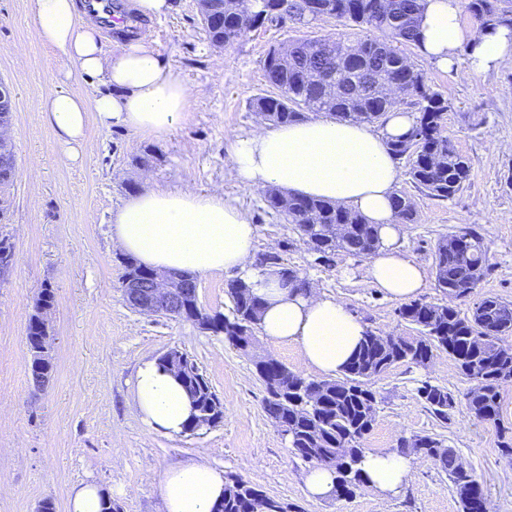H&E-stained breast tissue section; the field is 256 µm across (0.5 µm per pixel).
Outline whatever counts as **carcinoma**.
<instances>
[{
  "label": "carcinoma",
  "instance_id": "obj_1",
  "mask_svg": "<svg viewBox=\"0 0 512 512\" xmlns=\"http://www.w3.org/2000/svg\"><path fill=\"white\" fill-rule=\"evenodd\" d=\"M473 22L482 27L512 26V8L505 0H463ZM424 0H260V7H242L238 0H200V21L215 47L232 44L247 30L267 22H289L307 27L322 17L376 33L346 38L295 39L271 49L264 59L267 82L275 89L261 96L252 108L267 122L279 125L300 121L306 112L344 121L377 123L388 113L408 105L416 116L402 139L390 142L396 159H408L413 183L426 195L450 200L470 181L471 161L449 139L445 114L450 102L430 90L422 69L404 52L414 46ZM267 212L294 227L309 249L322 258L340 250L366 258L380 244L374 225L358 211L320 198H306L277 188L266 190ZM397 220L417 222L413 201L404 193L393 197ZM343 234L336 235L338 225ZM435 286L446 294H472L490 271L485 240L475 230L459 231L439 239L432 255ZM283 283L295 290L307 280L281 265ZM233 306L228 314L203 311L195 317L196 299L185 298V309L175 319L197 323L201 329L224 335L246 352L258 329L263 301L242 279L228 284ZM399 317L417 331L415 336L366 331L358 350L340 377L316 379L288 369L271 357L254 367L267 396L264 409L272 423L287 436L291 452L301 460L334 470L335 492L350 494L364 483L359 464L363 440L376 420L378 399L370 383L398 363L424 366L444 351L471 386L464 395L468 417L496 423L502 383L512 382V302L484 294L463 311L456 305L414 300L399 308ZM184 373H174L192 400L195 415L187 427L201 428L202 413L211 412L213 424L224 419V406L207 376L192 358ZM432 412L448 419L454 397L445 386L421 382L417 388ZM339 448L347 457L336 459ZM402 452L430 458L448 476L461 512H480L483 490L456 449L432 435L415 434L399 440ZM265 512H294L293 506L234 478L224 485V502L216 512H254L258 501Z\"/></svg>",
  "mask_w": 512,
  "mask_h": 512
}]
</instances>
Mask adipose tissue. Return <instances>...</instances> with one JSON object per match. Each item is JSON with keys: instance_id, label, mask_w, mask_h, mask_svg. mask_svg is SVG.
I'll list each match as a JSON object with an SVG mask.
<instances>
[{"instance_id": "1", "label": "adipose tissue", "mask_w": 512, "mask_h": 512, "mask_svg": "<svg viewBox=\"0 0 512 512\" xmlns=\"http://www.w3.org/2000/svg\"><path fill=\"white\" fill-rule=\"evenodd\" d=\"M31 9L42 41L58 50L70 71L102 87L90 100L60 91L39 106L68 160L79 157L89 117L146 138L183 120L190 95L149 35L113 55L104 50L93 16L79 14L74 0H31ZM419 41L420 51L445 69L455 66L462 51L475 74L512 66V28L463 29L459 0H426ZM412 123L409 113L397 110L380 130L323 117L262 126L235 137L228 159L246 188L276 186L359 211L377 226L381 241L366 265L367 278L392 299L405 300L424 288L425 273L396 246L405 227L392 209L399 171L389 142L405 136ZM256 238V225L219 192L149 186L112 211L113 242L140 265L191 275L240 274L264 302L263 336L297 344L306 364L321 374L341 372L366 324L336 298L283 287L277 268L254 265ZM132 397L153 432L179 435L192 419L188 394L157 361L140 364ZM360 467L367 485L383 497L397 491L411 471L397 450L365 453ZM224 484L223 470L214 466H175L159 485L164 512H213L224 498Z\"/></svg>"}]
</instances>
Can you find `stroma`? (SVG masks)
Returning <instances> with one entry per match:
<instances>
[{
  "mask_svg": "<svg viewBox=\"0 0 512 512\" xmlns=\"http://www.w3.org/2000/svg\"><path fill=\"white\" fill-rule=\"evenodd\" d=\"M145 22L152 46L187 88L190 111L168 132L146 139L89 121L73 163L37 105L61 89L92 96L99 84L77 73L60 75V56L41 41L29 0H0V81L15 90L9 136L18 171L0 224V238L13 251L0 270V512H36L46 498L56 512H67L72 488L85 482L111 492L120 512H160L163 474L190 460L242 478L297 512H460L446 476L417 454L408 481L387 499L366 485L346 497L309 498V465L267 417L265 387L252 364L253 355H269L307 376L300 349L259 335L244 352L193 322L134 312L119 287L122 253L110 224L131 187L220 191L256 224L257 253L279 255L370 329L411 335L397 316L399 301L366 278L365 259L340 251L318 259L292 225L266 212L263 190L244 188L227 162L232 136L261 124L250 103L271 91L263 68L269 50L292 39L347 35L350 27L331 18L301 29L269 22L216 48L200 24L197 0H174L172 12ZM407 53L427 85L450 100L448 134L472 163L467 188L439 201L415 188L408 160L398 162L397 188L418 211L400 247L427 271L418 298L447 302L429 274L432 254L442 236L472 227L483 235L492 266L479 293L512 301V68L476 75L461 61L446 71L417 48ZM47 288L55 293L47 314L53 372L38 388L29 375L26 332ZM171 349L187 353L206 374L224 405L222 422L176 437L142 423L131 399L137 369ZM424 381L453 394L448 419H437L419 398ZM371 386L379 404L363 442L367 451L396 449L403 436H436L456 448L492 512H512V460L501 455L496 431L500 424L512 427V385L501 391L496 425L466 416L469 382L444 352L425 366L395 365Z\"/></svg>",
  "mask_w": 512,
  "mask_h": 512,
  "instance_id": "stroma-1",
  "label": "stroma"
}]
</instances>
